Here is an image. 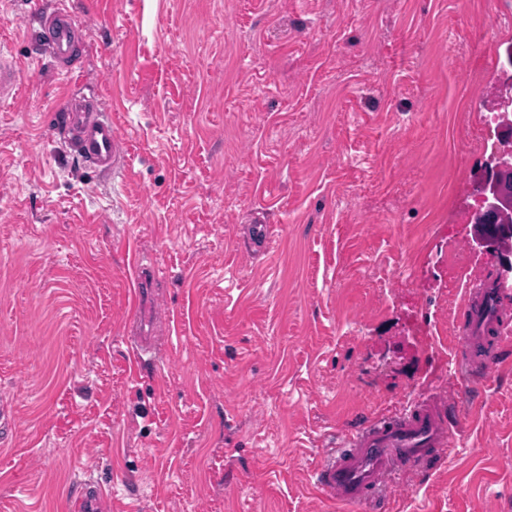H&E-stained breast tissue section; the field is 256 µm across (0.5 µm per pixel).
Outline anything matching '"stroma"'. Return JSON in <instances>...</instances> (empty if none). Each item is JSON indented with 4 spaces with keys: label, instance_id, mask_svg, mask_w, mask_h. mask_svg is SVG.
<instances>
[{
    "label": "stroma",
    "instance_id": "1",
    "mask_svg": "<svg viewBox=\"0 0 512 512\" xmlns=\"http://www.w3.org/2000/svg\"><path fill=\"white\" fill-rule=\"evenodd\" d=\"M0 102V512H334L308 474L337 431L436 396L459 443L395 512H512V362L450 366L512 0H69L76 74L39 59ZM94 94L127 162L96 174L58 104ZM268 226L269 249L253 229ZM154 272L131 362L129 251ZM178 333H169L170 321ZM74 512L112 511V500L98 480L84 481L73 502Z\"/></svg>",
    "mask_w": 512,
    "mask_h": 512
}]
</instances>
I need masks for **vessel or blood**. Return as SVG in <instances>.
Instances as JSON below:
<instances>
[{
	"mask_svg": "<svg viewBox=\"0 0 512 512\" xmlns=\"http://www.w3.org/2000/svg\"><path fill=\"white\" fill-rule=\"evenodd\" d=\"M30 26L36 29L42 54L59 69L76 70V49L82 26L58 0L52 10L34 7ZM20 76L12 58L0 53V99H9ZM66 141L75 154L97 173L116 171L125 159V143L109 113L101 111L93 97L74 96L63 108ZM134 304L128 314L138 323L141 337L152 326L144 314L153 277L139 258H132ZM459 344L454 359L465 369L470 388L484 389L504 363L512 346V310L500 301L493 279L471 277L458 313ZM460 426L456 401L441 397L412 405L396 413L373 416L363 426L338 432L310 471L312 485L333 502L353 507L386 494L394 475L412 473L434 456L452 455ZM112 500L99 481L83 482L73 502V512H110Z\"/></svg>",
	"mask_w": 512,
	"mask_h": 512,
	"instance_id": "obj_1",
	"label": "vessel or blood"
}]
</instances>
